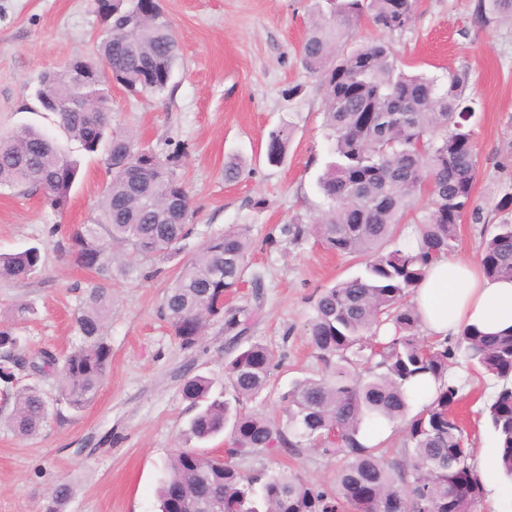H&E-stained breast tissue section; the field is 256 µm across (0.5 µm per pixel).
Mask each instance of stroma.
<instances>
[{"label": "stroma", "mask_w": 512, "mask_h": 512, "mask_svg": "<svg viewBox=\"0 0 512 512\" xmlns=\"http://www.w3.org/2000/svg\"><path fill=\"white\" fill-rule=\"evenodd\" d=\"M178 35L180 54L169 89L159 97L112 92L114 130L134 134L158 151L186 146L181 172L196 209L191 235L180 252L156 260L130 255L125 271H113L110 371L93 404L74 413L59 402L55 380L42 383L49 417L37 437L26 439L0 425V512H44L50 490L72 488L65 512H157V487L170 455L201 447L220 454L223 438L200 444L187 434L193 412L180 395L186 377L202 374L224 382L234 351L262 341L279 365L256 408L281 418L280 390L296 378L320 374L305 330L317 289L361 271L353 259L326 251L314 239L294 244L282 228L292 218L313 223L323 206L317 179L329 160L322 127L319 82L303 67L299 47L312 0H161ZM472 0H418L416 20L393 37L405 71L444 76L465 68L481 103L472 120L482 165L473 194L490 205L498 179L512 175V25L476 26ZM99 25L91 0H0V131L27 126L46 130L75 149L54 115L34 111L32 90L42 72L92 54ZM293 129L283 163L269 164L264 143L280 123ZM237 157L245 174L224 180V163ZM82 176L63 213L40 196L0 193V253L38 244L45 266L25 283L0 281V317L16 303L33 306L19 327L29 352L64 354L76 340L74 314L83 287L96 273L78 267L51 247L49 228L85 223L106 180L99 157L81 156ZM231 224L249 228L248 276L231 304L250 317L248 332L233 338L212 322L203 342L181 349L157 309L165 287L209 237ZM450 375L464 387L458 411L473 455L497 441L477 412L497 390L495 379L458 358ZM246 473L282 470L327 487L336 486L335 459L313 449L297 457L263 454L243 458Z\"/></svg>", "instance_id": "stroma-1"}]
</instances>
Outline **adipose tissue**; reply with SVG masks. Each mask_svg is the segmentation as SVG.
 <instances>
[{
  "label": "adipose tissue",
  "mask_w": 512,
  "mask_h": 512,
  "mask_svg": "<svg viewBox=\"0 0 512 512\" xmlns=\"http://www.w3.org/2000/svg\"><path fill=\"white\" fill-rule=\"evenodd\" d=\"M413 302L427 336H458L470 328L494 335L512 328V280H491L479 264L433 261Z\"/></svg>",
  "instance_id": "1"
}]
</instances>
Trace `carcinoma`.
<instances>
[{"mask_svg": "<svg viewBox=\"0 0 512 512\" xmlns=\"http://www.w3.org/2000/svg\"><path fill=\"white\" fill-rule=\"evenodd\" d=\"M93 11L100 24L95 55L44 72L34 99L81 151L104 155L109 179L102 199L87 223L62 236L57 247L78 266L110 277L112 246L143 259L164 257L188 236L194 210L180 174L184 146L162 155L131 133L112 131V94L94 84L106 64L112 83L130 95L166 92L179 58L167 14L157 0H94ZM310 15L300 56L323 91L332 161L319 178L324 208L315 223L294 219L282 232L296 243L313 236L339 255L361 259L364 270L315 295L306 335L324 371L281 394L286 425L247 407L270 386L276 354L265 343L253 342L228 359L224 391L216 396L210 378L184 380L181 395L196 410L188 433L202 442L225 435L224 455L176 450L159 487V512H477L484 486L457 414L462 387L448 372L461 354L500 382L482 414L497 437L500 473L512 479V330L486 336L472 329L454 341L426 344L411 298L428 264L455 251L464 219L483 225L484 275L512 280V178L498 183L492 214H486L473 195L480 161L468 70L450 72L444 81L407 74L392 42L382 38L346 49L364 18L391 36L411 28L416 0H316ZM472 15L481 28L512 22V0H472ZM291 137L286 123L269 133L268 162L284 160ZM79 170L78 161L42 130L0 136V189L39 192L62 212ZM423 194L429 207L416 222V244L388 248ZM250 248L247 225H232L180 267L158 310L180 348L198 346L212 321H224L235 336L246 332L248 319L224 298L245 282ZM43 265L37 246L1 254L0 279L24 282ZM111 313L110 289L88 287L74 315L79 339L60 358L47 350L29 355L15 329L1 324L0 382L16 384L18 371L56 377L61 398L83 411L112 363L104 333ZM389 325L393 335L380 337ZM424 375L439 386L409 418L415 401L409 388ZM48 413L39 388L26 384L14 390L5 422L29 438ZM399 420L407 439L393 456L360 440L362 432ZM307 446L337 460L336 488H319L290 472L246 474L235 463L263 453L298 455ZM450 458L467 472V483H454ZM69 495V484L55 486L45 512H63Z\"/></svg>", "mask_w": 512, "mask_h": 512, "instance_id": "1", "label": "carcinoma"}]
</instances>
